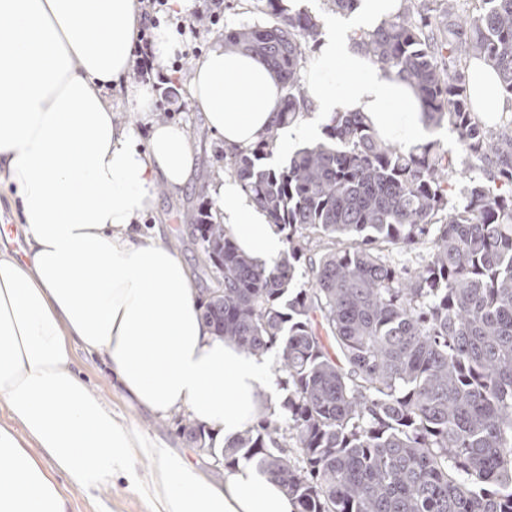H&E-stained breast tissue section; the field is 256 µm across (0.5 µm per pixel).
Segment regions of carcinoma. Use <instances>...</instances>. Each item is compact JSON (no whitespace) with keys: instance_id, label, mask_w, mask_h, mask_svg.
<instances>
[{"instance_id":"carcinoma-1","label":"carcinoma","mask_w":512,"mask_h":512,"mask_svg":"<svg viewBox=\"0 0 512 512\" xmlns=\"http://www.w3.org/2000/svg\"><path fill=\"white\" fill-rule=\"evenodd\" d=\"M401 0L356 41L358 52L413 87L438 141L405 151L358 112L330 113L322 137L282 167L265 160L308 110L302 71L318 48L315 17L266 0L274 22L230 30L285 94L257 142L228 171L286 232L266 267L239 252L201 206L186 214L218 273L200 301L215 336L247 353L279 348L285 413L224 446L179 417L192 443L256 465L296 512H512V112L477 111L466 72L490 66L512 103V0ZM469 172L462 188L448 170ZM325 241L311 252V239ZM421 249L415 275L381 245ZM310 287L290 293L302 260Z\"/></svg>"}]
</instances>
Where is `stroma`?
<instances>
[{"label": "stroma", "instance_id": "stroma-1", "mask_svg": "<svg viewBox=\"0 0 512 512\" xmlns=\"http://www.w3.org/2000/svg\"><path fill=\"white\" fill-rule=\"evenodd\" d=\"M269 22L265 0H224L219 24L206 28L200 40H193L187 35L181 37V49L186 53L183 70L176 72L169 67L164 70L165 75L171 78L167 96L172 109L156 112L155 117L184 127L194 146L197 172L178 192L157 186L155 207L142 219L140 229L149 235H160L164 244L173 246L181 256L201 299L205 298L208 288L213 287L214 281L202 266L201 243L188 226L185 214L201 205L214 212L219 210L221 200L216 192L215 179L226 172V151L223 140L209 129L203 112L191 95V72L197 62L191 50L197 44L202 49H209L215 41L223 39L226 31ZM73 357L82 378L122 415L126 423L142 435L169 443L177 453L185 455L213 480L223 481V465L217 464L214 458L203 454L195 444L190 443L175 417L154 418L130 407L121 400L109 365L79 347L74 349ZM58 484L70 499L71 512H151L147 495L129 490L121 481L110 489L91 495L72 488L66 479H59Z\"/></svg>", "mask_w": 512, "mask_h": 512}]
</instances>
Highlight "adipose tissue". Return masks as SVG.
<instances>
[{"label": "adipose tissue", "mask_w": 512, "mask_h": 512, "mask_svg": "<svg viewBox=\"0 0 512 512\" xmlns=\"http://www.w3.org/2000/svg\"><path fill=\"white\" fill-rule=\"evenodd\" d=\"M399 4L361 0L352 16L326 21L305 84L317 117L363 113L410 149L431 135L417 94L352 45ZM140 23L139 0H0V183L15 192L27 241L20 259L0 249V405L10 414L0 424V512H70L45 457L81 491L116 479L148 488L152 512H294L249 463L215 484L130 427L74 368L79 345L111 366L126 403L157 417L186 412L218 439L274 409L267 356L216 337L179 254L136 229L157 184L175 192L196 173L186 133L152 119L150 89L135 92L150 129L143 147L106 96L131 68ZM190 87L229 151L255 143L283 97L267 65L219 42ZM218 193L238 247L272 265L283 235L237 179Z\"/></svg>", "instance_id": "ef3b65f1"}]
</instances>
